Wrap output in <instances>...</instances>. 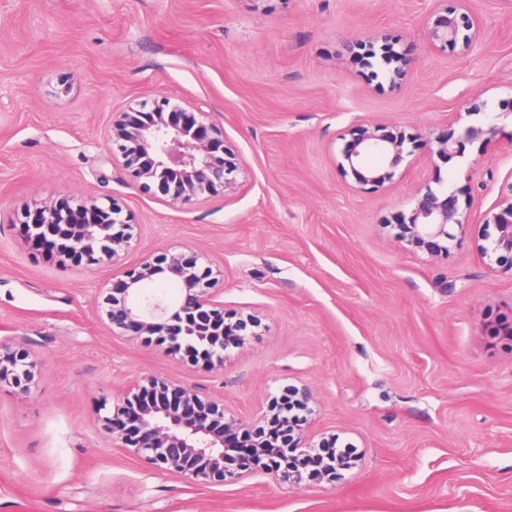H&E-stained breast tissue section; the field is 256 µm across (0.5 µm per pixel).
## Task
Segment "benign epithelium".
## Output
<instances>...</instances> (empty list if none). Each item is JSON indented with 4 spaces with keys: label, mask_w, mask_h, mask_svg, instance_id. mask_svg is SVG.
Masks as SVG:
<instances>
[{
    "label": "benign epithelium",
    "mask_w": 512,
    "mask_h": 512,
    "mask_svg": "<svg viewBox=\"0 0 512 512\" xmlns=\"http://www.w3.org/2000/svg\"><path fill=\"white\" fill-rule=\"evenodd\" d=\"M435 5L425 19V38L430 47L445 49L457 44L468 49L481 36L467 14L468 0H446ZM383 60L390 65V82L403 80L412 60L386 49ZM350 139L341 149L338 167L343 177L359 185L382 187L392 182L396 169H410L418 163L412 138L393 132L383 123L359 125L347 131ZM501 129L467 126L463 140L481 141L482 150L497 147L512 151V136L500 139ZM116 163L138 189L161 195L175 205L193 204L201 199L235 189L244 162L235 155L224 160V128L208 112H190L182 102L166 95L135 99L123 110L112 113L106 130ZM458 141L442 133L430 141L426 162L448 159L459 153ZM473 202L461 208L453 193L435 191L430 185L416 192L407 217L398 223L397 237L424 247L431 253L448 252L455 238L452 226L468 223ZM484 224L491 228L477 250L493 273H512V195L487 210ZM28 240L45 248L64 252L75 265L90 267L107 263L117 267L104 305L97 307L114 336L155 338L163 353L184 359L197 356L200 365L213 369L224 365V337L234 345L245 341L247 326L255 325L253 315H229L219 300L223 273L213 270L202 253L187 255L175 249L153 253L134 265L122 257L133 238L134 224L124 207L112 198H67L62 205L45 204L29 222L21 221ZM175 284L179 297L169 300L149 295L145 286ZM37 363L29 353L0 339V383L27 387L34 379ZM305 404L313 401L306 390L285 389L270 398L265 410L251 422L227 415L218 404L205 401L190 385L149 375L135 380L99 404L98 420L112 435V447L132 453L160 471L200 482L244 479L257 472L274 481L302 486V480L288 468V449L310 448L332 451L331 443H315L301 427L280 420L279 439L273 440L272 422L288 398ZM242 433L250 436L247 451L231 455L228 440ZM355 466V460L334 456L332 466H319V475L334 481L340 471Z\"/></svg>",
    "instance_id": "obj_1"
}]
</instances>
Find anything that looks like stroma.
<instances>
[{
	"mask_svg": "<svg viewBox=\"0 0 512 512\" xmlns=\"http://www.w3.org/2000/svg\"><path fill=\"white\" fill-rule=\"evenodd\" d=\"M431 0H0V337L26 349L29 389L0 386V512H512V276L475 248L512 155L463 152L377 189L337 168L350 128L416 139L486 125L512 96V0H469L485 32L428 49ZM415 66L390 86L372 46ZM212 113L244 159L234 191L171 205L134 189L104 138L152 94ZM486 111L457 122L465 103ZM475 198L445 255L398 241L421 185ZM66 195L116 198L127 262L176 245L224 273L253 336L205 371L111 336L93 300L112 270L36 249L17 218ZM155 374L248 418L283 388L314 395L308 433L353 444L333 483L258 474L207 485L113 449L102 397Z\"/></svg>",
	"mask_w": 512,
	"mask_h": 512,
	"instance_id": "1",
	"label": "stroma"
}]
</instances>
